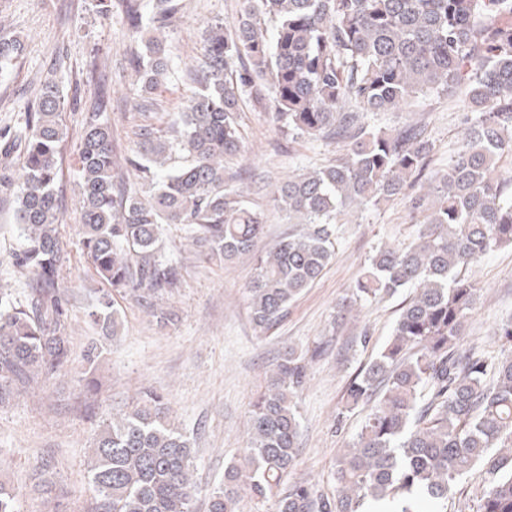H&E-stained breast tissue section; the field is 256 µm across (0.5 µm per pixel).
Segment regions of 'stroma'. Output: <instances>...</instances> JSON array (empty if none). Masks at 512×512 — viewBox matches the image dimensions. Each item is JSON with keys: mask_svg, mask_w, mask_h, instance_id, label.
Segmentation results:
<instances>
[{"mask_svg": "<svg viewBox=\"0 0 512 512\" xmlns=\"http://www.w3.org/2000/svg\"><path fill=\"white\" fill-rule=\"evenodd\" d=\"M242 7L243 0H181L168 37L171 69L148 94L126 64L139 43L127 30L121 0H110L105 14L96 0H0V26L24 45L0 71V136L13 135L47 82H57L63 90L60 120L66 142L59 161V233L68 260L58 284L66 292L74 324L68 369L0 407V473L16 489L19 512H90L95 492L85 461L97 425L147 389L167 397L176 426L194 444L198 492L192 512H208L211 490L246 445L251 400L291 347L303 353L318 348L322 354L310 363L298 399L299 456L288 479L309 481L328 496L336 492L338 453L355 439L363 418L359 410L343 412L346 388L385 344L409 292L403 289L364 304L355 321H338V306L377 247L409 245L420 227L411 222L403 197L339 216L335 252L322 278L267 332L256 330L251 321L246 288L256 275L254 255L297 230L274 201L281 177L336 158L344 151L343 142L288 138L268 104L244 100L237 114L243 151L225 158L224 179L241 188L264 217L252 254L228 266L208 260L190 246L181 225H170L165 255L180 266L182 282L167 304L177 321L157 326L140 306L122 299L116 302L122 321L118 336L106 335L88 317L104 290L80 245L77 146L92 103L100 94L111 97L107 119L114 159L124 165L140 127L165 126L185 110L193 88L187 71L202 53L206 25L218 21L232 27ZM148 96L155 107L137 109V102ZM459 108V102L443 98L419 99L392 112L368 113L367 121L387 129L424 122L435 144L431 167L438 170L447 167L461 136ZM18 160V153L0 151V290L17 297L26 283L14 267L22 242L13 183ZM466 275L479 292L464 342L499 353L495 331L512 318V247L488 253ZM90 342L100 349L92 365L83 359ZM90 379L98 387L93 395L85 386ZM41 457L50 460L47 475L57 483V494L49 500L32 489L33 467Z\"/></svg>", "mask_w": 512, "mask_h": 512, "instance_id": "35a3bbf8", "label": "stroma"}]
</instances>
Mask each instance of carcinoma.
<instances>
[{
    "label": "carcinoma",
    "mask_w": 512,
    "mask_h": 512,
    "mask_svg": "<svg viewBox=\"0 0 512 512\" xmlns=\"http://www.w3.org/2000/svg\"><path fill=\"white\" fill-rule=\"evenodd\" d=\"M131 36L142 48L128 63L142 89L167 75L164 40L180 0H124ZM149 16L151 36L141 29ZM196 86L165 129L145 126L128 158L141 193L114 173L111 128L99 97L78 152L83 223L81 249L108 287L95 325L117 334L112 295L130 298L160 326L176 321L162 304L178 287L181 268L163 252L167 224H180L209 259L232 263L251 251L262 214L224 184V157L242 149L237 112L246 97L269 98L288 135H333L346 153L335 162L288 176L275 201L302 229L256 258L248 301L256 329L266 332L321 277L335 247V224L346 207H378L408 187L418 240L383 246L357 278L341 315L402 288L400 309L375 360L348 384L347 412L362 409L356 439L336 460V494L294 482L277 512H448L460 477L476 465L485 482L476 512H512V320L498 331L501 351L486 356L462 344L478 288L462 275L483 255L512 244V0H244L232 29L210 23ZM20 40L0 34V66L18 56ZM465 94V134L448 168L426 176L434 143L418 124L386 131L369 112H387L415 98ZM60 95L46 85L37 110L12 140L22 147L18 272L31 278L23 298L0 292V406L70 362L73 336L58 270L65 262L55 191L65 140ZM309 360L288 348L265 390L251 402L248 441L209 512H240L242 495L263 500L283 485L298 458L297 401ZM190 438L171 424L166 398L145 392L102 420L87 469L95 512H191L197 492ZM0 512H19L14 489L0 480Z\"/></svg>",
    "instance_id": "obj_1"
}]
</instances>
